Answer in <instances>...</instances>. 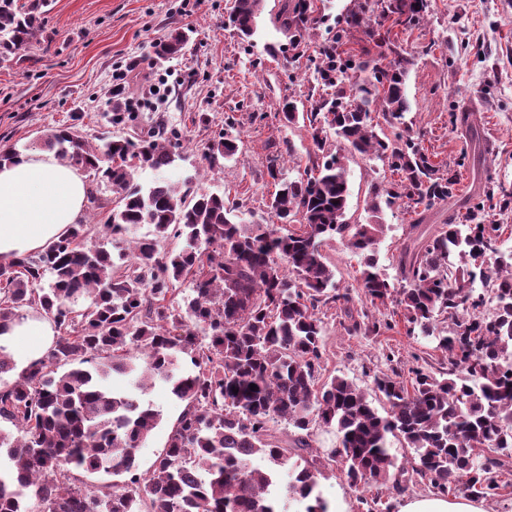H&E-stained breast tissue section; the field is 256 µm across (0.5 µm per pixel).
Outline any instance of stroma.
Masks as SVG:
<instances>
[{
  "label": "stroma",
  "instance_id": "1",
  "mask_svg": "<svg viewBox=\"0 0 512 512\" xmlns=\"http://www.w3.org/2000/svg\"><path fill=\"white\" fill-rule=\"evenodd\" d=\"M234 0H51L42 30L21 52L17 64H0V149L31 151L50 129L76 124L86 137L107 131L100 114L108 97L118 96L137 125H147L163 112L181 134L185 158L168 173L191 188L243 197L256 216L267 213L274 190L267 159L284 142L296 155L313 148L307 122L281 123L276 115L282 98L306 101L320 93L322 81L315 52L286 62L269 54L283 44L271 17L279 0H265L251 42H244L224 19ZM188 31L190 42L180 59L156 58L152 44L169 29ZM398 42L412 58L407 80L408 126L434 163L453 169L460 197L473 195L479 180L512 191V0H430L429 13ZM128 75L122 92L112 76ZM171 73V90L162 109L150 103L149 87L158 75ZM473 112L486 154L482 172L474 170L473 145L464 128L453 126L457 106ZM208 122H200V114ZM238 140L236 154L211 171L203 151L219 131ZM350 195L345 219L366 222V202L374 185L391 174L381 161L346 155ZM389 229L376 245L380 268L399 276L398 261L410 242L411 216L404 206L384 208ZM336 268L338 288L349 290L355 309L370 318L391 322L379 334H347L336 319H325L323 376L345 377L364 390L373 375L391 369L422 366L438 371L440 354L433 343L408 333L394 303L367 307L357 281L360 259L340 240L324 245ZM161 420L137 454L146 473L162 451L184 408L167 385L155 383L146 394ZM332 512H366L362 490L350 487L341 464L321 481Z\"/></svg>",
  "mask_w": 512,
  "mask_h": 512
}]
</instances>
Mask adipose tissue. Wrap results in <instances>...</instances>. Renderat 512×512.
<instances>
[{
  "label": "adipose tissue",
  "mask_w": 512,
  "mask_h": 512,
  "mask_svg": "<svg viewBox=\"0 0 512 512\" xmlns=\"http://www.w3.org/2000/svg\"><path fill=\"white\" fill-rule=\"evenodd\" d=\"M88 186L75 168L53 154L33 151L0 166V262L52 245L83 223ZM54 331L44 316L14 324L4 339L24 366L41 359Z\"/></svg>",
  "instance_id": "ef3b65f1"
}]
</instances>
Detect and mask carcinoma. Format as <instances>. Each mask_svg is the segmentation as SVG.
Returning a JSON list of instances; mask_svg holds the SVG:
<instances>
[{"label": "carcinoma", "instance_id": "cac0c4a2", "mask_svg": "<svg viewBox=\"0 0 512 512\" xmlns=\"http://www.w3.org/2000/svg\"><path fill=\"white\" fill-rule=\"evenodd\" d=\"M264 0H235L228 24L248 41ZM48 0H0V64L12 61L42 27ZM429 0H364L344 17L343 31H362L390 54L355 61L338 47L318 49L324 94L306 119L314 160L285 176L291 145L269 157L275 192L268 218L243 219L246 203L207 190L183 188L162 173L182 159L180 134L163 117L135 137L110 132L92 143L74 126L50 131L42 146L96 185L112 188L120 205L104 228L75 224L53 245L0 263V332L35 311L53 324L56 340L46 357L16 370L0 346V512H330L320 489L322 470L344 461L367 512H388L384 497L406 483L434 492L458 489L479 499L512 485L506 461L483 454L512 450V252L500 251L502 225L486 224L487 208L506 210L512 191L487 186L464 201L462 220L419 236L399 265L407 286L382 272L374 249L385 231L379 221H345L350 194L344 156L329 140L380 160L397 179L376 186L367 202H397L417 215L456 196V180L431 161L405 122L410 59L394 39L425 18ZM320 22L311 0H285L274 23L288 37L292 57ZM188 43L177 29L157 54L178 57ZM281 121L293 124L297 100L279 101ZM237 139L220 133L210 143L211 170L234 155ZM156 177L143 186L140 171ZM300 225L282 233L279 225ZM150 225V235L134 231ZM102 239L94 244L88 239ZM339 238L361 258L360 288L371 306L394 302L409 331L436 342L439 374L416 366L410 380L397 372L375 375L385 402L379 413L367 393L334 375L320 380L324 358L322 316L352 301L336 287L323 253ZM182 247L166 248L171 239ZM192 294L176 300V284ZM494 286V312L485 294ZM452 321L437 330L438 317ZM390 324L351 318L350 332L379 333ZM114 375L128 379L115 391ZM167 383L185 407L147 475L136 453L160 420L144 399L153 381ZM257 389H250V385ZM283 419L310 447L311 430L333 429L338 444L327 456L291 452L272 439L270 423ZM393 436L410 450L397 466ZM266 465L257 464V460ZM105 472L124 481L108 491L77 486L71 470Z\"/></svg>", "mask_w": 512, "mask_h": 512}]
</instances>
